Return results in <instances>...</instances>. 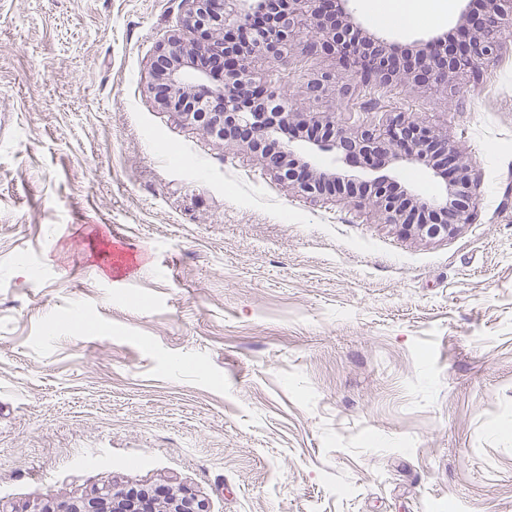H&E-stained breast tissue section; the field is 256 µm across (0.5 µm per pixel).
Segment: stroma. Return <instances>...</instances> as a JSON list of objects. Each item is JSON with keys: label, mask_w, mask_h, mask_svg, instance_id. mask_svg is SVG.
Segmentation results:
<instances>
[{"label": "stroma", "mask_w": 512, "mask_h": 512, "mask_svg": "<svg viewBox=\"0 0 512 512\" xmlns=\"http://www.w3.org/2000/svg\"><path fill=\"white\" fill-rule=\"evenodd\" d=\"M185 0H0V512L103 487L206 512H512V31L386 88L480 173L420 239L156 104ZM286 62L283 92L334 70Z\"/></svg>", "instance_id": "35a3bbf8"}]
</instances>
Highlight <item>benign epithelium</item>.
Segmentation results:
<instances>
[{
    "label": "benign epithelium",
    "mask_w": 512,
    "mask_h": 512,
    "mask_svg": "<svg viewBox=\"0 0 512 512\" xmlns=\"http://www.w3.org/2000/svg\"><path fill=\"white\" fill-rule=\"evenodd\" d=\"M188 37L174 35L158 47L151 75L165 71V89L151 82L154 100L211 136L232 146L261 152L265 168L301 192L361 198L388 224L434 239L474 223L478 212L476 165L432 126L403 113H389L379 129L350 128L333 113L295 108L293 100L253 65L263 57L270 68L293 56L331 54L348 74L336 86L345 97L360 84L379 86L406 79L425 90L448 88L450 81L477 75L494 63L512 25V0H484L485 8L462 14L452 47L421 42L416 53H398L387 40L355 22L348 0H285L272 23L263 21L272 0H189ZM311 28L314 35L303 36ZM203 63L196 65L193 57ZM333 73L307 83L318 102L335 83ZM421 164L450 187L449 197L431 199L390 193L404 168ZM184 493L160 505L146 490L108 487L88 499L63 502L54 512H202Z\"/></svg>",
    "instance_id": "obj_1"
}]
</instances>
